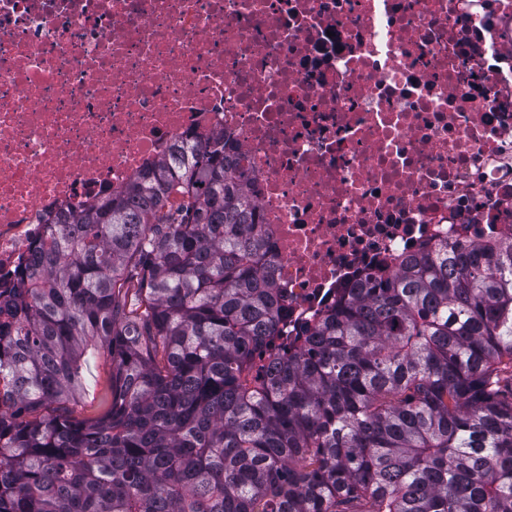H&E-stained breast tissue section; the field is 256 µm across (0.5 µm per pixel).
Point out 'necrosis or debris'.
<instances>
[{
	"label": "necrosis or debris",
	"instance_id": "1",
	"mask_svg": "<svg viewBox=\"0 0 512 512\" xmlns=\"http://www.w3.org/2000/svg\"><path fill=\"white\" fill-rule=\"evenodd\" d=\"M219 133L293 336L380 262L512 234V0H0V286Z\"/></svg>",
	"mask_w": 512,
	"mask_h": 512
}]
</instances>
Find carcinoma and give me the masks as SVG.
Instances as JSON below:
<instances>
[{
	"instance_id": "obj_1",
	"label": "carcinoma",
	"mask_w": 512,
	"mask_h": 512,
	"mask_svg": "<svg viewBox=\"0 0 512 512\" xmlns=\"http://www.w3.org/2000/svg\"><path fill=\"white\" fill-rule=\"evenodd\" d=\"M0 288V512H512V240L367 273L288 343L224 135ZM112 365V407L64 404Z\"/></svg>"
}]
</instances>
